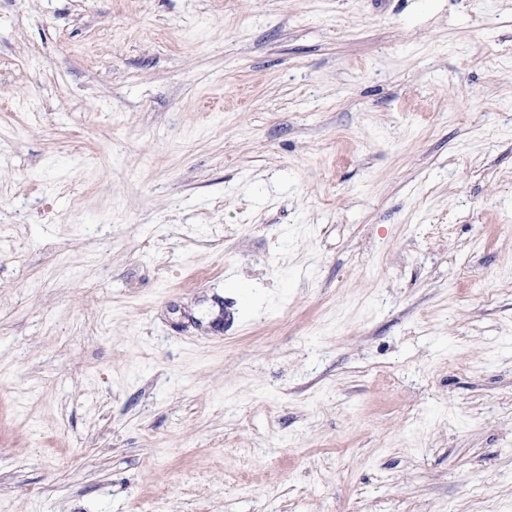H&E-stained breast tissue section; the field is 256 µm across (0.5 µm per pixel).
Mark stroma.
I'll list each match as a JSON object with an SVG mask.
<instances>
[{
  "label": "stroma",
  "instance_id": "1",
  "mask_svg": "<svg viewBox=\"0 0 512 512\" xmlns=\"http://www.w3.org/2000/svg\"><path fill=\"white\" fill-rule=\"evenodd\" d=\"M0 512H512V0H0Z\"/></svg>",
  "mask_w": 512,
  "mask_h": 512
}]
</instances>
